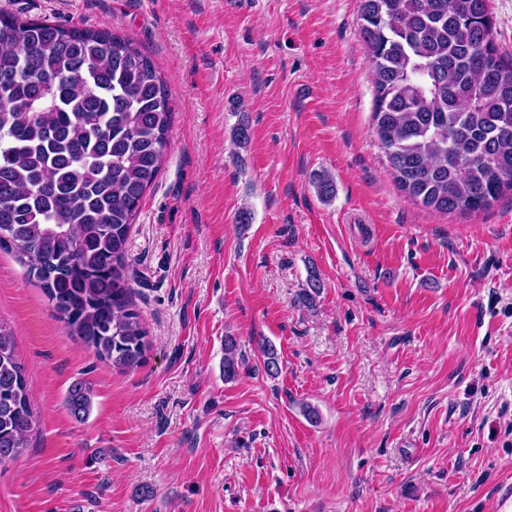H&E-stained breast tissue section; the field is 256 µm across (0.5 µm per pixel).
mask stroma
<instances>
[{
    "mask_svg": "<svg viewBox=\"0 0 512 512\" xmlns=\"http://www.w3.org/2000/svg\"><path fill=\"white\" fill-rule=\"evenodd\" d=\"M359 6L0 0L1 12L132 38L173 112L128 243L149 332L140 367L114 369L67 336L0 251V320L37 418L28 448L0 464V512L512 504V195L471 216L404 197L373 130ZM323 171L329 202L312 185ZM312 266L324 288L307 311L294 300ZM228 333L249 356L230 382ZM260 337L278 351L277 378ZM77 382L91 390L82 422L65 406Z\"/></svg>",
    "mask_w": 512,
    "mask_h": 512,
    "instance_id": "35a3bbf8",
    "label": "stroma"
}]
</instances>
